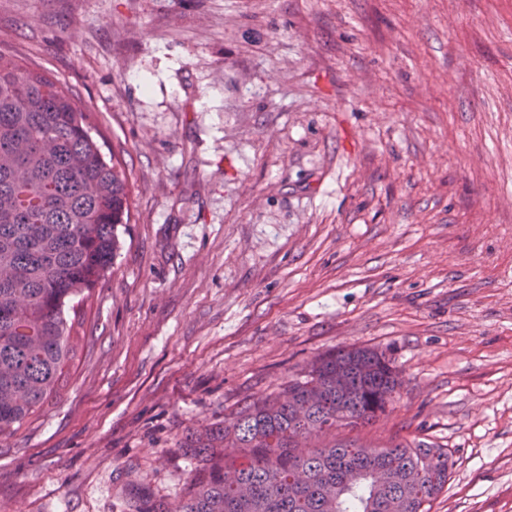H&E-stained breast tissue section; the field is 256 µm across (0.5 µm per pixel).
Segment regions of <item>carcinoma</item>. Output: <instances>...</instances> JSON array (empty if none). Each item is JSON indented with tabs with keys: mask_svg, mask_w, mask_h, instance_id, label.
Listing matches in <instances>:
<instances>
[{
	"mask_svg": "<svg viewBox=\"0 0 512 512\" xmlns=\"http://www.w3.org/2000/svg\"><path fill=\"white\" fill-rule=\"evenodd\" d=\"M62 83L0 52V436L18 431L76 358L65 307L104 281L130 222L128 176ZM402 387L386 353L341 347L279 390L192 430L197 461L172 503L132 485L133 512H431L448 484L443 448L316 445L384 415ZM380 471L378 486L366 478Z\"/></svg>",
	"mask_w": 512,
	"mask_h": 512,
	"instance_id": "obj_1",
	"label": "carcinoma"
}]
</instances>
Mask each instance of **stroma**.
Instances as JSON below:
<instances>
[{
    "label": "stroma",
    "mask_w": 512,
    "mask_h": 512,
    "mask_svg": "<svg viewBox=\"0 0 512 512\" xmlns=\"http://www.w3.org/2000/svg\"><path fill=\"white\" fill-rule=\"evenodd\" d=\"M0 49L66 82L133 219L77 360L0 437V512L173 500L177 442L338 346L447 449L431 512H512V0H0Z\"/></svg>",
    "instance_id": "1"
}]
</instances>
